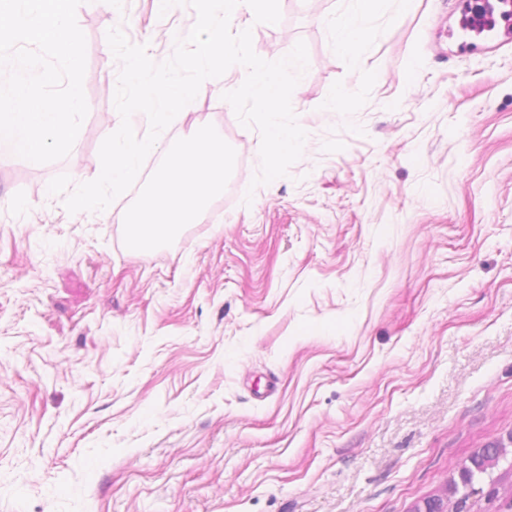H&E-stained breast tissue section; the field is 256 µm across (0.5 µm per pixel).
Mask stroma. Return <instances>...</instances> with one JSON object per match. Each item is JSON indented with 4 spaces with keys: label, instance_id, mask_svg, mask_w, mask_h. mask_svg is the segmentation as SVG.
Wrapping results in <instances>:
<instances>
[{
    "label": "stroma",
    "instance_id": "stroma-1",
    "mask_svg": "<svg viewBox=\"0 0 512 512\" xmlns=\"http://www.w3.org/2000/svg\"><path fill=\"white\" fill-rule=\"evenodd\" d=\"M280 9L252 46L307 45L300 159L252 186L239 74L204 81L157 158L219 134L230 205L142 252L123 219L151 176L73 215L47 187L91 176L120 125L107 30L160 63L196 14L79 6L71 152L0 156V512H411L512 432V46L459 50L456 0ZM337 29L340 49L349 55H357L365 45L367 32L355 27L348 18L341 19Z\"/></svg>",
    "mask_w": 512,
    "mask_h": 512
}]
</instances>
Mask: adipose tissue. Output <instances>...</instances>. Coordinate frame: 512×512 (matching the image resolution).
<instances>
[{
  "instance_id": "adipose-tissue-1",
  "label": "adipose tissue",
  "mask_w": 512,
  "mask_h": 512,
  "mask_svg": "<svg viewBox=\"0 0 512 512\" xmlns=\"http://www.w3.org/2000/svg\"><path fill=\"white\" fill-rule=\"evenodd\" d=\"M226 157L221 140L197 136L154 175L140 206L128 213L126 228L134 248L146 250L193 224L224 194Z\"/></svg>"
}]
</instances>
